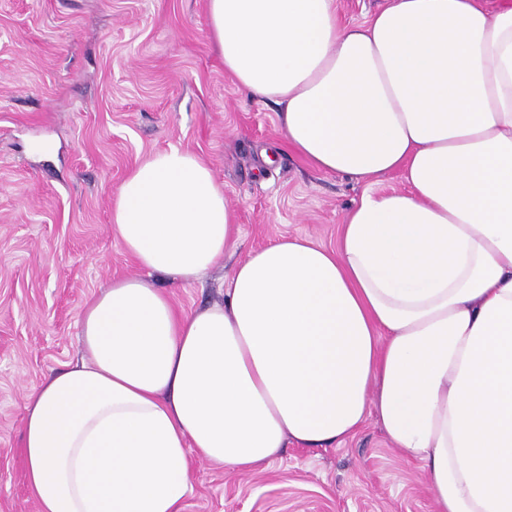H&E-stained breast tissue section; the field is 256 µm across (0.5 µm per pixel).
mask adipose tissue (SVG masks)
<instances>
[{
    "instance_id": "adipose-tissue-1",
    "label": "adipose tissue",
    "mask_w": 512,
    "mask_h": 512,
    "mask_svg": "<svg viewBox=\"0 0 512 512\" xmlns=\"http://www.w3.org/2000/svg\"><path fill=\"white\" fill-rule=\"evenodd\" d=\"M237 84L279 107L285 145L364 194L337 248L277 238L223 304L177 310L145 273L199 281L238 224L211 169L172 146L115 191L143 274L85 303L84 357L26 395L41 512H183L191 466L263 469L377 414L438 512H512V0H208ZM388 0H337L340 21L344 24L362 23Z\"/></svg>"
}]
</instances>
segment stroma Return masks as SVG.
Returning a JSON list of instances; mask_svg holds the SVG:
<instances>
[{"label": "stroma", "mask_w": 512, "mask_h": 512, "mask_svg": "<svg viewBox=\"0 0 512 512\" xmlns=\"http://www.w3.org/2000/svg\"><path fill=\"white\" fill-rule=\"evenodd\" d=\"M171 146L212 169L241 243L200 284L149 283L177 307L223 301L238 260L279 235L335 248L367 185L281 144L274 104L225 75L206 0H0V512H38L20 439L25 396L81 356L90 296L141 270L113 236L112 195ZM185 512H436L425 471L368 416L327 448L289 445L258 473L194 462Z\"/></svg>", "instance_id": "obj_1"}]
</instances>
